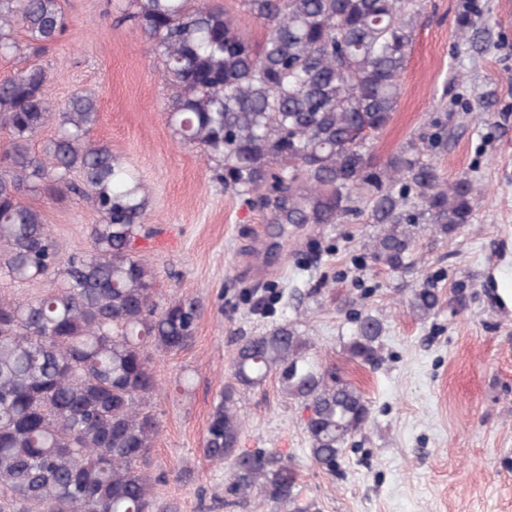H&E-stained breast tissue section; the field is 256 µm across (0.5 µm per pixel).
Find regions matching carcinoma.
I'll return each instance as SVG.
<instances>
[{"mask_svg": "<svg viewBox=\"0 0 512 512\" xmlns=\"http://www.w3.org/2000/svg\"><path fill=\"white\" fill-rule=\"evenodd\" d=\"M264 33L247 37L235 15L192 0H127L125 14L153 41L171 102L167 123L180 143L221 162L224 190L286 224H332L368 209L383 225L373 257L393 272L410 267L417 217L450 235L472 219L468 178L439 182L433 166L402 151L377 167L367 141L392 120L422 0H240ZM62 0H0V55L39 57L68 31ZM22 29L26 41L14 37ZM50 74L32 62L0 80V277L51 279L35 301L0 298V512H154L157 479L147 454L160 432L151 399L155 353L188 347L198 302H159L154 271L135 253L150 234L147 191L105 145L90 139L96 100L62 106ZM46 158L31 151L47 126ZM67 190L99 216L90 250L63 260L45 215L24 201ZM414 289L410 311L438 306ZM347 351L377 361L383 326L357 314ZM311 342L290 324L247 336L233 360L234 383L214 405L206 456L232 460L227 493L258 486L266 500L299 503L291 461L239 447L236 395L276 376L307 411L308 453L322 470L340 466L343 445L370 418L361 391L326 373Z\"/></svg>", "mask_w": 512, "mask_h": 512, "instance_id": "cac0c4a2", "label": "carcinoma"}]
</instances>
